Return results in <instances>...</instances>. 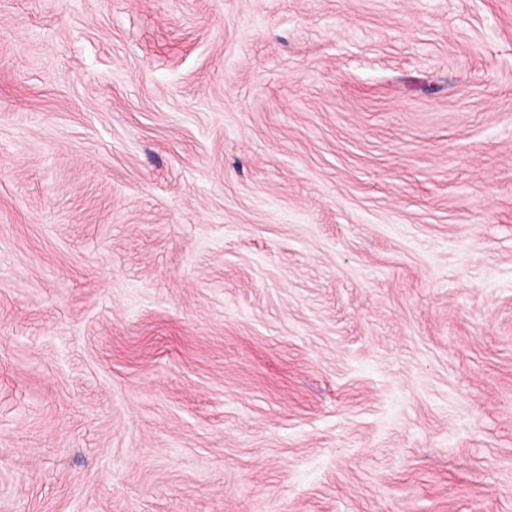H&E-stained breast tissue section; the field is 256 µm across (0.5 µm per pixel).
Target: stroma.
<instances>
[{"mask_svg": "<svg viewBox=\"0 0 512 512\" xmlns=\"http://www.w3.org/2000/svg\"><path fill=\"white\" fill-rule=\"evenodd\" d=\"M0 512H512V0H0Z\"/></svg>", "mask_w": 512, "mask_h": 512, "instance_id": "obj_1", "label": "stroma"}]
</instances>
